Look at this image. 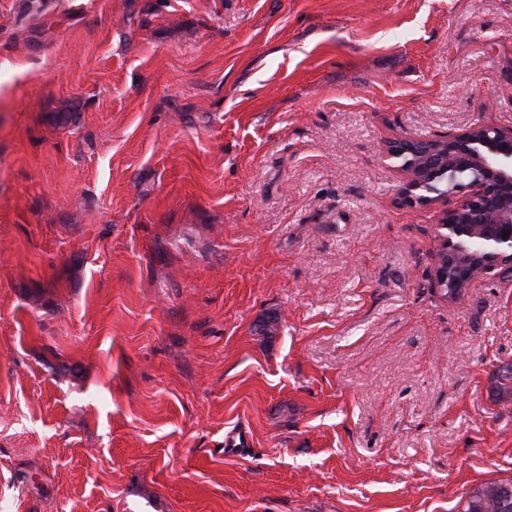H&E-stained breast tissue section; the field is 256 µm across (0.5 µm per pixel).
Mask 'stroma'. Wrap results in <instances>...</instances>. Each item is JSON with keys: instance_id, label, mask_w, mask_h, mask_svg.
Listing matches in <instances>:
<instances>
[{"instance_id": "obj_1", "label": "stroma", "mask_w": 512, "mask_h": 512, "mask_svg": "<svg viewBox=\"0 0 512 512\" xmlns=\"http://www.w3.org/2000/svg\"><path fill=\"white\" fill-rule=\"evenodd\" d=\"M481 125L512 0H0V512L512 479V270L444 297L456 199L407 206L388 153Z\"/></svg>"}]
</instances>
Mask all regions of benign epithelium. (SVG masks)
<instances>
[{
    "mask_svg": "<svg viewBox=\"0 0 512 512\" xmlns=\"http://www.w3.org/2000/svg\"><path fill=\"white\" fill-rule=\"evenodd\" d=\"M389 153L404 159L400 170L409 205L427 203L428 194L435 192L431 183L445 170L448 193L464 192L441 224L447 233L435 267L437 287L455 295L470 285L476 272L512 266V132L480 126L450 134L442 143L402 137ZM462 173L470 174L468 181L456 180ZM476 235L488 246V253L477 260L464 247V240Z\"/></svg>",
    "mask_w": 512,
    "mask_h": 512,
    "instance_id": "obj_1",
    "label": "benign epithelium"
}]
</instances>
